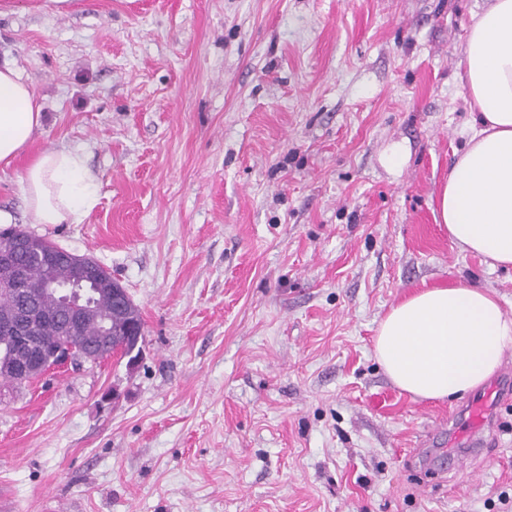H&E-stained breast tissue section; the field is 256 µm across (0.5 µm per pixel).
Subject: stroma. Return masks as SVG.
Masks as SVG:
<instances>
[{"label": "stroma", "mask_w": 512, "mask_h": 512, "mask_svg": "<svg viewBox=\"0 0 512 512\" xmlns=\"http://www.w3.org/2000/svg\"><path fill=\"white\" fill-rule=\"evenodd\" d=\"M9 2L0 57L44 122L0 168V209L107 268L145 344L132 368L0 381V512H503L512 398L439 478L417 451L461 400L414 399L373 353L422 288L474 283L512 316V271L436 221L488 0ZM52 148L97 179L82 223L26 208L22 171Z\"/></svg>", "instance_id": "35a3bbf8"}]
</instances>
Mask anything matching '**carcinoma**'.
Segmentation results:
<instances>
[{
  "label": "carcinoma",
  "instance_id": "carcinoma-1",
  "mask_svg": "<svg viewBox=\"0 0 512 512\" xmlns=\"http://www.w3.org/2000/svg\"><path fill=\"white\" fill-rule=\"evenodd\" d=\"M18 262L24 266V297L2 295L0 296V319H12L22 307L36 311L41 318V335L57 336L66 332L64 321L57 311V300L42 291L47 278L51 277L60 283L71 281L76 275V269L65 263L59 262L50 268L40 264L31 263L24 259V255L18 256ZM99 314L104 319H112V330L117 336L112 339V353L126 357L135 346V342L127 336H120L127 324L142 325V319L138 307L131 304L117 313L112 308V298L104 295L97 300ZM102 335L101 327L94 323L85 324L75 329L78 344L85 351L91 349ZM21 353V346L17 337L0 335V359H17Z\"/></svg>",
  "mask_w": 512,
  "mask_h": 512
}]
</instances>
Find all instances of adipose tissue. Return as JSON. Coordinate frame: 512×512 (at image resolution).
<instances>
[{
  "mask_svg": "<svg viewBox=\"0 0 512 512\" xmlns=\"http://www.w3.org/2000/svg\"><path fill=\"white\" fill-rule=\"evenodd\" d=\"M462 65L472 121L438 194V217L460 251L493 268L512 267V0L472 16ZM35 90L0 60V167L29 149L43 125ZM36 223L79 224L95 205L96 179L72 149L36 155L22 175ZM512 350V316L474 285L415 292L379 322L374 355L390 381L414 398L444 401L488 380Z\"/></svg>",
  "mask_w": 512,
  "mask_h": 512,
  "instance_id": "ef3b65f1",
  "label": "adipose tissue"
}]
</instances>
